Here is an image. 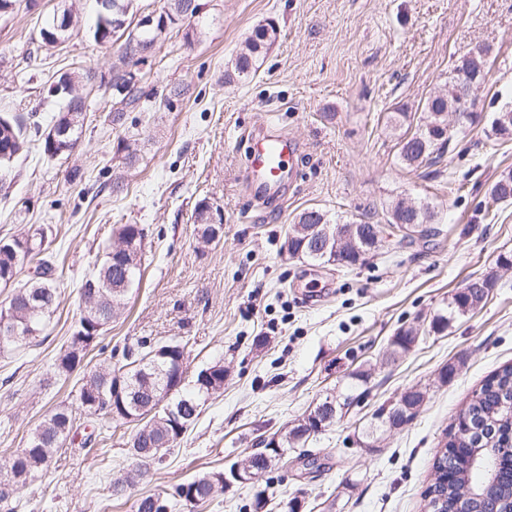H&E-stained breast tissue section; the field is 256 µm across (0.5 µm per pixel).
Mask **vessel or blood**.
<instances>
[{"instance_id":"b4317fda","label":"vessel or blood","mask_w":512,"mask_h":512,"mask_svg":"<svg viewBox=\"0 0 512 512\" xmlns=\"http://www.w3.org/2000/svg\"><path fill=\"white\" fill-rule=\"evenodd\" d=\"M298 145L284 133L252 136L247 147L249 183L267 196H275L285 175L294 173Z\"/></svg>"}]
</instances>
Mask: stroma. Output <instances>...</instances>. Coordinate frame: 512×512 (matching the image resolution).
I'll return each mask as SVG.
<instances>
[{
    "instance_id": "obj_1",
    "label": "stroma",
    "mask_w": 512,
    "mask_h": 512,
    "mask_svg": "<svg viewBox=\"0 0 512 512\" xmlns=\"http://www.w3.org/2000/svg\"><path fill=\"white\" fill-rule=\"evenodd\" d=\"M194 17L172 25L132 67L146 96L123 123L107 118L108 81L118 47L92 36L96 0H16L0 15V113L33 117L29 154L12 164L0 192V239L46 231L63 270L59 306L44 335L0 355V463L59 406L74 407L86 371L121 357L142 338L188 339L186 364L223 361L224 388L162 461L137 473L128 456L134 424L115 423L103 444L69 443L16 501L15 512H136L139 498L165 495L205 471L227 470L261 437L286 434L327 394L345 393L363 369L364 396L305 443L318 466L292 462L256 483L225 485L194 512H252L265 490L266 512H424L433 458L471 392L512 364V203L489 196L512 172V139L492 121L512 107V0H197ZM72 9L65 45L42 48V21ZM275 21L278 34L254 77L225 84L247 36ZM487 52L476 99L479 120L451 141L442 161L411 170L398 159L400 129L389 115L418 123L445 90L457 60ZM95 75L81 86L88 120L67 157L42 149L59 111L48 89L66 71ZM183 90L171 100L170 87ZM277 126L300 146L297 171L278 199L257 201L247 186L246 135ZM135 139L137 160L119 147ZM464 184L456 192V184ZM430 204L442 233L426 247L386 245L365 264L313 266L289 257L288 229L306 209L330 221L387 230L390 205ZM208 202L224 222L203 241L195 209ZM121 224L144 229L142 276L121 315L88 351L81 369H54L83 303L81 280ZM470 276L495 281L485 302L439 333L443 313ZM417 327L409 350L390 357L398 329ZM456 372L448 381L446 365ZM425 391L413 420L375 447L361 432L384 402ZM125 493L111 494L113 481Z\"/></svg>"
}]
</instances>
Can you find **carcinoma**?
<instances>
[{
    "mask_svg": "<svg viewBox=\"0 0 512 512\" xmlns=\"http://www.w3.org/2000/svg\"><path fill=\"white\" fill-rule=\"evenodd\" d=\"M112 9L107 11L111 19L128 20L135 0H111ZM198 10L196 0H171L169 7L162 11L168 24L151 30L130 33L119 46L117 59L112 63V99L116 105L108 118L118 124L129 108L141 100V91L132 79L126 77V67L131 63L126 45L135 43L142 49H150L168 34V25L180 16H193ZM277 27L269 22L254 30L246 38L239 52L233 70L226 73L224 83L246 80L258 70L261 57L273 45ZM486 66L482 56H464L454 67V75L448 82V90L428 99L425 104L426 116L411 136L400 141L399 159L407 167L418 168L432 165L444 155L451 139L448 113L455 109L457 86L464 77H481ZM92 81L89 71H70L60 74L49 89L52 97L65 100V112L59 120H66L72 128L54 146V153L70 154L82 134L86 119V105L82 98H75L69 92L72 86ZM29 139L26 127L17 117L9 123H0V168L11 164L22 154ZM491 196L496 201H512V173H505L493 182ZM416 223L424 226L417 235H402L399 243L412 245L419 240L429 241L438 234L437 214L429 207L416 206ZM120 237L129 236L134 247L122 255L112 254V244L102 248V256L96 258L94 271L85 277L79 287L81 298H92V306H84L78 325L68 338V345L56 359V370L60 374L73 372L83 362L89 348L100 344L107 326L112 323L124 307L129 290L140 280L144 229L137 224H122L116 229ZM43 237L32 235L31 239L13 238L0 241V284L9 285L15 281L18 267L27 263L34 266L36 276L15 290L7 304L0 306V321L9 317L20 326L24 335L15 339L0 328V354L12 352L40 335L47 319L58 306L57 283L61 277L57 267L41 257ZM472 279H467L459 291L448 302V310L437 315L432 328L440 331L448 322L460 315L480 307L484 300H475L467 293ZM416 329L400 330L391 338L390 345L406 351L416 341ZM189 341L179 340L155 345L145 339L137 343V350L124 352V363L114 367L90 371L82 378L77 399L87 416L98 419L99 428H112V423L124 421L134 423L137 430L132 437L128 454L132 461L144 464L143 452L150 451L149 460L159 461L165 452L174 446L186 432V427L199 417L205 402L224 388V364L210 363L193 374H188L185 365ZM425 398V393L410 389L394 402L381 405L374 414L376 423L364 432L365 444L373 446L389 428V420H396L400 427L412 419ZM466 421L465 431L469 435L458 438L462 430L446 434L445 451L436 456L434 469L447 477L435 482L423 491V498L433 504L442 500L439 512H452L457 483L469 477L478 484L482 475L469 470L473 448L488 446L496 454L497 478L512 472V365H505L488 376L476 388L461 410ZM76 417L65 407L54 409L28 435L25 447L12 456L6 464V477L0 479V508L14 512L12 500L28 484L35 473L47 468L58 449L65 446L73 435ZM310 436L309 429L298 423L283 437L266 439L263 450L242 460V468L260 466L271 469L288 458V444ZM224 488V472L208 471L191 480L176 485L170 497L148 495L138 500L137 512H172L178 505L196 507L210 500L217 489ZM506 489L494 483L486 490L481 503L484 512H499L500 500Z\"/></svg>",
    "mask_w": 512,
    "mask_h": 512,
    "instance_id": "obj_1",
    "label": "carcinoma"
}]
</instances>
